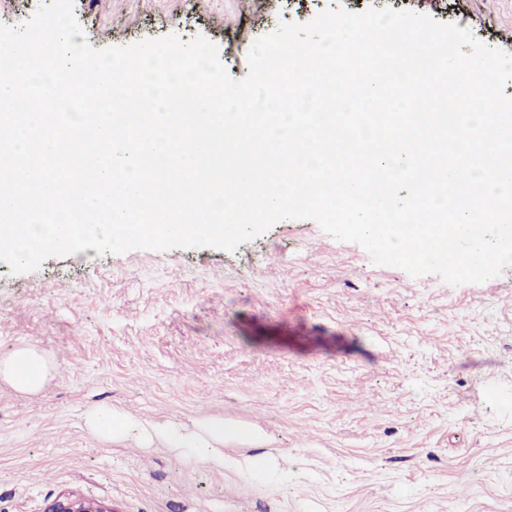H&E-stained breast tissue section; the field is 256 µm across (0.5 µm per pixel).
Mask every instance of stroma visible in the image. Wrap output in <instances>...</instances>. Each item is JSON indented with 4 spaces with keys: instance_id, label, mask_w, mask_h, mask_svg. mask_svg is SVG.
I'll return each mask as SVG.
<instances>
[{
    "instance_id": "35a3bbf8",
    "label": "stroma",
    "mask_w": 512,
    "mask_h": 512,
    "mask_svg": "<svg viewBox=\"0 0 512 512\" xmlns=\"http://www.w3.org/2000/svg\"><path fill=\"white\" fill-rule=\"evenodd\" d=\"M432 15L500 47L512 0H75L94 48L253 42L328 9ZM111 40H103V31ZM29 345L41 388L0 379V512L67 490L116 512H512V267L453 286L374 264L311 219L232 250L133 249L0 266V358ZM99 408L128 424L104 435ZM236 426L220 455L160 433Z\"/></svg>"
}]
</instances>
